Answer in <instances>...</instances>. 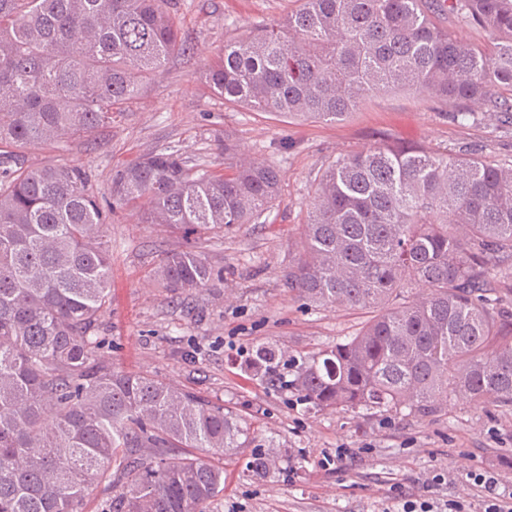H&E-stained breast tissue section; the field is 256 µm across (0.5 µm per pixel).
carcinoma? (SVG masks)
Masks as SVG:
<instances>
[{
    "instance_id": "cac0c4a2",
    "label": "carcinoma",
    "mask_w": 512,
    "mask_h": 512,
    "mask_svg": "<svg viewBox=\"0 0 512 512\" xmlns=\"http://www.w3.org/2000/svg\"><path fill=\"white\" fill-rule=\"evenodd\" d=\"M177 0H0V147L88 137L183 51ZM493 37L466 43L448 16ZM206 79L224 100L341 122L372 95L453 103L458 123L512 111V0H302L280 23L224 44ZM224 174L164 148L112 177L111 205L146 200L142 223L191 240L255 224L280 175L224 136ZM105 210L76 167L0 169V512H207L224 469L191 452L254 436L224 405L115 371L93 332L108 303ZM153 276L191 293L222 279L192 246ZM512 160L382 143L319 174L288 290L311 305L367 309L361 329L299 366L318 409L432 414L448 399L512 405ZM254 375H280L261 346Z\"/></svg>"
}]
</instances>
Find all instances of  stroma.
<instances>
[{
  "label": "stroma",
  "instance_id": "obj_1",
  "mask_svg": "<svg viewBox=\"0 0 512 512\" xmlns=\"http://www.w3.org/2000/svg\"><path fill=\"white\" fill-rule=\"evenodd\" d=\"M299 0H179L177 22L188 50L172 56L110 127L57 145L12 154L15 167L78 166L93 192L109 198L113 173L167 147L190 164L224 170V139L247 158L276 166L280 192L259 223L194 240L223 279L189 294L159 287L151 272L162 251L184 246L181 232L140 223L132 207L114 209L109 304L95 334L113 368L148 374L223 403L250 428L249 447L212 452L224 492L208 512H399L402 496L428 500L434 512L452 501L483 512L487 493L470 472H486L512 492V406L448 402L430 415L378 409L316 410L294 390L245 374L261 346L289 366L354 334L367 311L304 304L284 285L308 219L315 178L342 154L400 142L439 151L512 158V114L490 113L461 125L453 105L407 92L379 94L347 120L288 119L224 101L204 78L224 45L245 30L283 20ZM356 458L331 470L337 449ZM441 475L431 486L433 475Z\"/></svg>",
  "mask_w": 512,
  "mask_h": 512
}]
</instances>
